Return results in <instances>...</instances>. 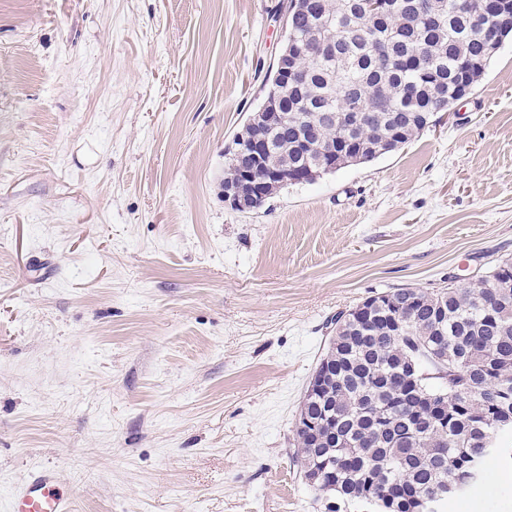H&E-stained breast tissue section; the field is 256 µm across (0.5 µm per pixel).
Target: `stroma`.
Returning a JSON list of instances; mask_svg holds the SVG:
<instances>
[{
  "instance_id": "stroma-1",
  "label": "stroma",
  "mask_w": 512,
  "mask_h": 512,
  "mask_svg": "<svg viewBox=\"0 0 512 512\" xmlns=\"http://www.w3.org/2000/svg\"><path fill=\"white\" fill-rule=\"evenodd\" d=\"M278 0H0V512H326L292 459L337 312L512 261V41L401 149L224 202ZM443 512H512L490 458ZM60 477L45 471L13 493L9 512H71L70 497L57 490Z\"/></svg>"
}]
</instances>
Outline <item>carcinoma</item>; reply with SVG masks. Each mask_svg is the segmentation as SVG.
<instances>
[{
    "label": "carcinoma",
    "instance_id": "obj_1",
    "mask_svg": "<svg viewBox=\"0 0 512 512\" xmlns=\"http://www.w3.org/2000/svg\"><path fill=\"white\" fill-rule=\"evenodd\" d=\"M435 22L410 23L403 0L392 13H361V0H323L327 15H307L298 4L291 35L303 43L308 66L298 93L278 73L283 48L261 86L275 91L283 111L297 108L288 127H242L270 146L269 161L311 182L320 176L319 149L348 140L356 149L336 157V168L370 162L422 131L421 115L448 111L459 85L476 86L494 53L478 35L480 15H462L441 0ZM336 30V55L312 37L316 24ZM373 107L359 124L345 119L338 99ZM246 157L231 155L224 179L235 178ZM512 278V262L458 288H394L379 292L333 319L335 335L305 392L295 429L294 458L306 483L334 495L336 507L354 502L379 512H420L422 495L471 483L473 464L488 459L484 441L512 427V296L496 282ZM402 304L396 327L386 311ZM325 421L319 436L306 421Z\"/></svg>",
    "mask_w": 512,
    "mask_h": 512
}]
</instances>
